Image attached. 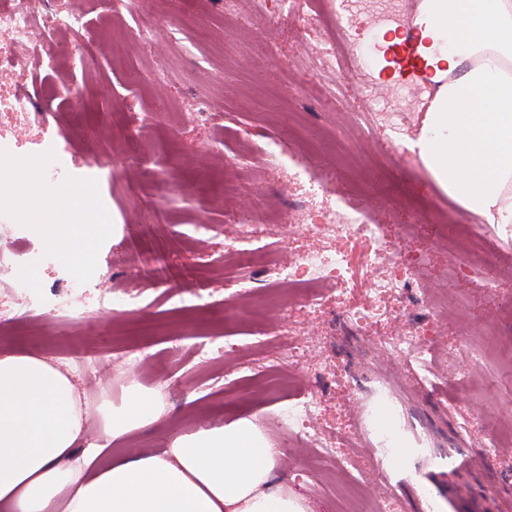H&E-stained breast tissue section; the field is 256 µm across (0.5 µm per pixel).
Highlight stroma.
<instances>
[{
    "label": "stroma",
    "mask_w": 512,
    "mask_h": 512,
    "mask_svg": "<svg viewBox=\"0 0 512 512\" xmlns=\"http://www.w3.org/2000/svg\"><path fill=\"white\" fill-rule=\"evenodd\" d=\"M222 9L221 0H141L134 10L112 0H74L82 26L72 55L55 56V33L25 51L29 69L13 88L30 95L36 120L29 144L0 152V168L46 154L55 167L42 169L19 201L0 205V258L12 257L19 233L47 246L22 203L51 182L85 187L88 212L102 225L92 235L93 266L71 257L39 269L46 287L66 277L83 281L72 299L86 305V318L62 320L47 301L38 328L0 324V353L33 351L62 362L94 353L95 369L74 368L91 405L122 398L105 391L99 367L111 380L152 391L164 414L116 445L120 455L247 417L280 450L282 481L308 499L312 512H340L354 483L379 495L381 468L403 512H512V238L492 233L484 242L487 271L453 281L454 256L433 246L434 228L411 206L426 192L439 206L449 202L408 147L436 91L415 40L380 52V28L358 19L369 67L342 71L314 55L322 29L282 18L276 5L260 10L255 0H239L233 24ZM397 93L405 97L408 138L394 131L363 136L346 123L345 111H372ZM325 127L336 134V153L318 146L312 153L332 175L337 198L372 211L402 248L429 255L427 291L441 296L443 321L418 356L394 360L370 334L336 335L343 311L330 286L314 313L257 305L255 287L280 295L283 285L270 282L264 268L229 263L240 249L235 225L245 216L273 222L281 252L320 246L307 220L288 211L303 188L258 148L271 143L291 157L300 136ZM160 181L167 186L161 195ZM156 253L167 263L152 278L138 259ZM157 278L162 287L154 286ZM108 287L123 295L122 310L104 297ZM286 317L295 334L320 342L308 359L284 355L266 367L259 343ZM272 370L316 400L318 429L341 433L350 474L310 475L317 448L283 419L286 402L266 393ZM386 394L401 433L395 459L384 457L377 431Z\"/></svg>",
    "instance_id": "1"
}]
</instances>
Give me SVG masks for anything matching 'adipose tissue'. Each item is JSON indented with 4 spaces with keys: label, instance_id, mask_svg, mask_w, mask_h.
<instances>
[{
    "label": "adipose tissue",
    "instance_id": "adipose-tissue-1",
    "mask_svg": "<svg viewBox=\"0 0 512 512\" xmlns=\"http://www.w3.org/2000/svg\"><path fill=\"white\" fill-rule=\"evenodd\" d=\"M418 53L438 89L410 148L449 195L512 228V0H422ZM87 194L48 191L28 220L64 257L83 252ZM102 437L71 377L30 352L0 355V512H310L279 483L277 449L238 418L168 438L133 457L111 445L162 408L131 387L102 404Z\"/></svg>",
    "mask_w": 512,
    "mask_h": 512
}]
</instances>
